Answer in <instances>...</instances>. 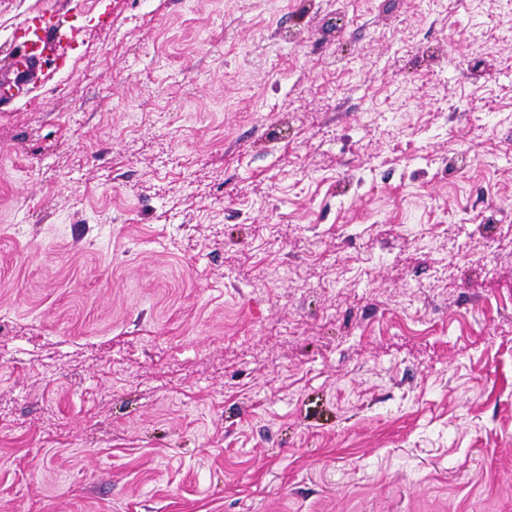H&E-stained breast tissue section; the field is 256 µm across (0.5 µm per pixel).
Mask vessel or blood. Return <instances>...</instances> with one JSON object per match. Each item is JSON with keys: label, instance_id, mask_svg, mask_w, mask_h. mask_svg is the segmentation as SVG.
Returning a JSON list of instances; mask_svg holds the SVG:
<instances>
[{"label": "vessel or blood", "instance_id": "1", "mask_svg": "<svg viewBox=\"0 0 512 512\" xmlns=\"http://www.w3.org/2000/svg\"><path fill=\"white\" fill-rule=\"evenodd\" d=\"M22 29H33V38L16 44L0 59V86L7 85L19 90L30 91L47 85L54 77L45 70L46 59H55L58 68H65L71 62L68 47L57 44L51 23L31 28L29 22H22Z\"/></svg>", "mask_w": 512, "mask_h": 512}]
</instances>
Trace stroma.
Wrapping results in <instances>:
<instances>
[{
    "label": "stroma",
    "mask_w": 512,
    "mask_h": 512,
    "mask_svg": "<svg viewBox=\"0 0 512 512\" xmlns=\"http://www.w3.org/2000/svg\"><path fill=\"white\" fill-rule=\"evenodd\" d=\"M0 512H512V0H0ZM34 36V39L16 44L1 60L0 86L16 87L17 90H25L27 95L31 90L47 85L56 72L70 64L69 50L72 47L57 44L51 23L41 24ZM50 56L55 58L57 67L48 71L44 63Z\"/></svg>",
    "instance_id": "35a3bbf8"
}]
</instances>
